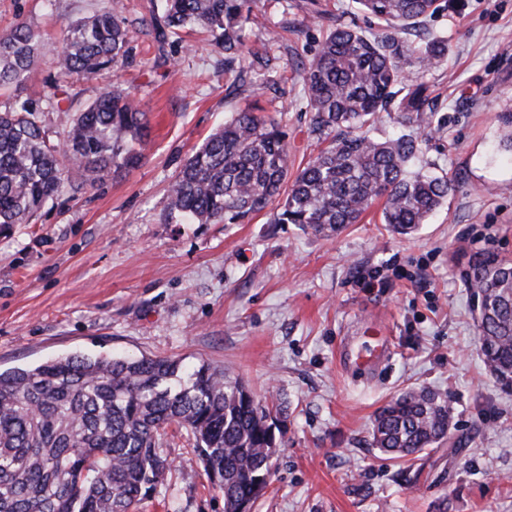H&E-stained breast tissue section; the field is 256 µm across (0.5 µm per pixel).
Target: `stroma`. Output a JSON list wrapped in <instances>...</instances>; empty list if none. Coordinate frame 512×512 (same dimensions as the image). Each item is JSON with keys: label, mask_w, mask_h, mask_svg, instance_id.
I'll return each mask as SVG.
<instances>
[{"label": "stroma", "mask_w": 512, "mask_h": 512, "mask_svg": "<svg viewBox=\"0 0 512 512\" xmlns=\"http://www.w3.org/2000/svg\"><path fill=\"white\" fill-rule=\"evenodd\" d=\"M112 0H0V32L39 35L25 93L42 97L64 26ZM125 67L73 86L71 110L118 84L135 93L150 135L139 166L0 233V369L81 353L208 363L283 403L271 483L253 512H512V391L488 372L463 276L470 256L512 259V0H450L422 32L448 45L419 70L434 134L419 163L456 190L410 236L379 207L322 237L265 210L242 224H175L167 186L232 112L279 116L294 163L315 153L300 72L334 24L367 28L351 0H255L248 45L262 64L241 87L200 28L158 39L161 0H123ZM386 336L392 360L366 379L339 360L347 336ZM428 388L453 408L448 438L410 460L386 459L372 421L393 397ZM172 467L138 512H224L188 433L169 427Z\"/></svg>", "instance_id": "1"}]
</instances>
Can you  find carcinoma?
<instances>
[{"mask_svg":"<svg viewBox=\"0 0 512 512\" xmlns=\"http://www.w3.org/2000/svg\"><path fill=\"white\" fill-rule=\"evenodd\" d=\"M374 33L328 30L303 71L309 132L319 150L294 177L280 123L252 110L235 112L184 162L168 190L170 220L241 224L277 205L275 224L319 236L356 224L376 202L384 223L409 235L455 190L445 174L409 172L431 130L427 88L410 78L414 64H438L445 43H414L411 29L441 0H353ZM253 0H166L158 36L188 26L208 30L224 51V73L252 82L259 58L247 57ZM130 31L119 9L65 26L53 61L57 77L44 97L56 108L74 82L118 71ZM34 30L19 23L0 33V90L15 105L0 112V228L30 224L49 201L94 187L104 173L137 167L149 121L129 91H104L50 137L36 104L22 98L37 57ZM407 87L395 119L425 132L378 138L394 88ZM481 299L477 320L490 373L512 390V261L476 255L464 276ZM283 409L242 382L202 363L189 370L168 357L67 355L31 368L0 371V512H136L169 468L160 451L171 424L192 435L196 461L238 512L269 485ZM447 397L427 389L401 394L377 414L372 443L404 458L448 436Z\"/></svg>","mask_w":512,"mask_h":512,"instance_id":"1","label":"carcinoma"}]
</instances>
